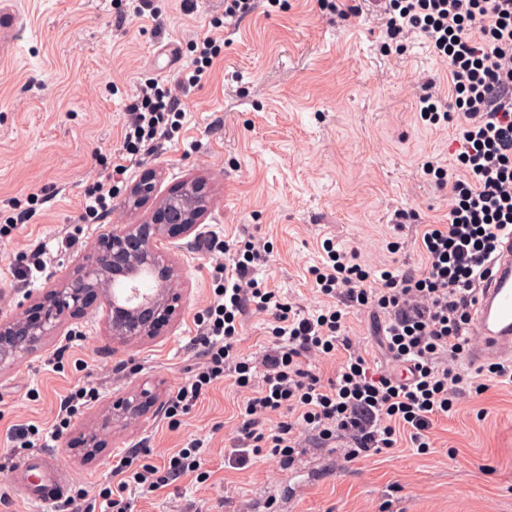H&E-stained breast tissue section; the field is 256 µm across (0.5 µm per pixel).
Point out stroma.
Segmentation results:
<instances>
[{
	"label": "stroma",
	"mask_w": 512,
	"mask_h": 512,
	"mask_svg": "<svg viewBox=\"0 0 512 512\" xmlns=\"http://www.w3.org/2000/svg\"><path fill=\"white\" fill-rule=\"evenodd\" d=\"M155 3L157 16L135 18L128 0H0V222L13 199L39 196L31 223L0 244V317L44 292L50 274L67 271L104 230L140 221L142 212L120 200L152 169L163 173L162 197L203 178L212 197L203 240L266 246L258 280L304 312L325 303L309 274L325 259L324 241L357 250L372 271L396 260L421 266L417 227H395L394 213L411 208L445 222L449 190L422 166L432 161L450 178L462 176L451 128L420 116L425 82L448 86V64L424 34L408 33L398 50L386 44L379 12L345 17L318 0H260L228 36L224 0ZM204 35L222 40V52L209 77L181 93L179 132L113 175L140 85L155 78L175 86ZM107 177L111 211L81 224L86 185ZM201 242L181 239L173 253L186 291L183 314L164 336L113 344L97 308L72 319L68 335L0 370V512L52 508L26 501L10 483L20 458L9 435L26 425L43 430L42 449L53 454L69 497L103 491L135 449L159 466L203 439L209 478L138 488L133 512H512V385L481 394L463 387L453 412L435 421L426 452L404 446L351 463L339 440L302 445L285 467L266 457L238 466L232 450L243 395L228 379L171 423L165 402L200 361L195 319L215 287V257ZM35 250L44 253L45 272L18 281V257ZM137 384L159 388L162 402L104 435L94 459L71 453L78 433ZM82 386L95 387L97 399L52 438L61 400Z\"/></svg>",
	"instance_id": "1"
}]
</instances>
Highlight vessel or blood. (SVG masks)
<instances>
[{
	"instance_id": "b4317fda",
	"label": "vessel or blood",
	"mask_w": 512,
	"mask_h": 512,
	"mask_svg": "<svg viewBox=\"0 0 512 512\" xmlns=\"http://www.w3.org/2000/svg\"><path fill=\"white\" fill-rule=\"evenodd\" d=\"M469 334L474 342L464 354L473 368L496 360H512V235L503 240L481 291L471 307ZM64 483L59 473L41 470L37 489L24 492L33 503L59 498Z\"/></svg>"
}]
</instances>
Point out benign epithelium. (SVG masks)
Instances as JSON below:
<instances>
[{
	"label": "benign epithelium",
	"mask_w": 512,
	"mask_h": 512,
	"mask_svg": "<svg viewBox=\"0 0 512 512\" xmlns=\"http://www.w3.org/2000/svg\"><path fill=\"white\" fill-rule=\"evenodd\" d=\"M158 174L148 173L128 190L123 204L140 208L153 200ZM210 203L207 183L198 178L185 180L170 195L156 201L147 218L139 224L112 227L75 260L72 271L50 283L33 299L39 314L20 312L0 318V367L15 362L59 335L67 318L84 313L94 303L104 307L108 337L121 344L154 339L178 319L181 313V275L171 259L170 244L178 237L197 235ZM141 272L160 285L155 292L130 297L118 286L130 283ZM160 398L156 389L137 386L103 409L95 427L81 433L85 458L94 455L101 438L132 420L145 417Z\"/></svg>",
	"instance_id": "7a95c632"
}]
</instances>
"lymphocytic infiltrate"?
<instances>
[{"instance_id": "1", "label": "lymphocytic infiltrate", "mask_w": 512, "mask_h": 512, "mask_svg": "<svg viewBox=\"0 0 512 512\" xmlns=\"http://www.w3.org/2000/svg\"><path fill=\"white\" fill-rule=\"evenodd\" d=\"M384 11L389 39L421 32L448 63V97L428 89L421 115L431 124L452 126L464 176L452 180L441 166L425 168L436 184L448 186L452 205L447 223L422 227L423 266L402 263L375 276L356 253L326 247L312 286L340 304L329 303L315 315H302L259 283L252 241L234 247L208 243V250L225 255L214 267L222 285L196 318L194 342L203 363L178 387L166 417L177 421L211 385L233 378L247 391L236 430L242 466L262 453L289 464L307 431L320 445L343 439L348 462L396 448L404 433L414 448L427 450L435 418L452 412L465 382L455 363L468 345L470 307L502 239L512 234V0H385ZM180 112L171 89L146 82L128 108L125 154L136 157L173 138V118ZM347 307L368 311L395 372L375 371L354 350ZM250 313L267 315L272 323L269 343L254 362L234 352ZM340 349L347 359L334 380L322 383L309 370L310 361ZM205 454L203 441L195 439L164 468L127 456L113 468L111 487L82 512L100 505L106 512H129L128 489L143 485L154 491L197 473Z\"/></svg>"}]
</instances>
